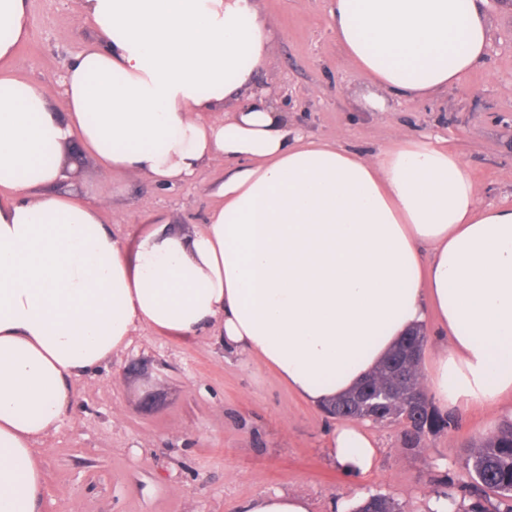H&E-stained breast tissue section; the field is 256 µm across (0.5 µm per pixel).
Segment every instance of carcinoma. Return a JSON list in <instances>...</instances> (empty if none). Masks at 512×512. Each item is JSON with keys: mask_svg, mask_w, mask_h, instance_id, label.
<instances>
[{"mask_svg": "<svg viewBox=\"0 0 512 512\" xmlns=\"http://www.w3.org/2000/svg\"><path fill=\"white\" fill-rule=\"evenodd\" d=\"M424 344L426 336L418 332L395 348L372 374L373 384L360 396L348 395L336 401L328 413L338 418H367L400 421L412 400L420 395L418 369L404 358L414 343ZM438 425L431 407L423 409L407 426V445L416 448L422 435ZM463 469L469 482L463 496H448L450 512H512V423H503L498 431L464 448ZM355 512H403L395 500L371 496Z\"/></svg>", "mask_w": 512, "mask_h": 512, "instance_id": "1", "label": "carcinoma"}]
</instances>
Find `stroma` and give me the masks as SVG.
Returning a JSON list of instances; mask_svg holds the SVG:
<instances>
[{
  "instance_id": "35a3bbf8",
  "label": "stroma",
  "mask_w": 512,
  "mask_h": 512,
  "mask_svg": "<svg viewBox=\"0 0 512 512\" xmlns=\"http://www.w3.org/2000/svg\"><path fill=\"white\" fill-rule=\"evenodd\" d=\"M279 34L261 84L295 124L356 150L387 146L402 129L458 154L491 206H512V7L484 0L490 30L484 63L458 86L429 99L385 98L372 106L366 79L343 59L327 23L330 0H261ZM32 35L17 51L18 74L57 86L68 58L91 33L79 0H30ZM81 195L108 197L114 237L134 251L148 227L134 215L173 218L200 228L217 203L220 167L172 190L151 181L104 178L91 157L69 165ZM130 215L115 224L113 213ZM454 424L408 449L398 423H375L373 472L349 479L325 451L337 420L288 391L257 360L225 353L214 333L189 342L149 328L93 372L71 382V409L49 444L37 445L47 493L43 512H238L267 490L298 492L313 512H336L338 498L382 494L404 512H425L436 486L457 493L466 480L462 445L491 432L480 408L453 412Z\"/></svg>"
}]
</instances>
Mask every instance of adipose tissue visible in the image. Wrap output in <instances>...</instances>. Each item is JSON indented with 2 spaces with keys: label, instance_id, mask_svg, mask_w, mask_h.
<instances>
[{
  "label": "adipose tissue",
  "instance_id": "ef3b65f1",
  "mask_svg": "<svg viewBox=\"0 0 512 512\" xmlns=\"http://www.w3.org/2000/svg\"><path fill=\"white\" fill-rule=\"evenodd\" d=\"M94 34L61 91L17 77L29 0H0V512H40L33 447L67 417L73 377L148 327L218 329L321 408L433 325L425 392L445 409L512 397V207L448 148L397 131L363 153L312 138L260 88L275 45L260 0H82ZM347 66L393 97L460 85L487 55L482 0H331ZM104 177L169 189L225 166L203 228L167 224L127 260L107 200L68 189L70 148ZM331 460L370 472L367 425L337 423ZM240 512H311L284 490Z\"/></svg>",
  "mask_w": 512,
  "mask_h": 512
}]
</instances>
